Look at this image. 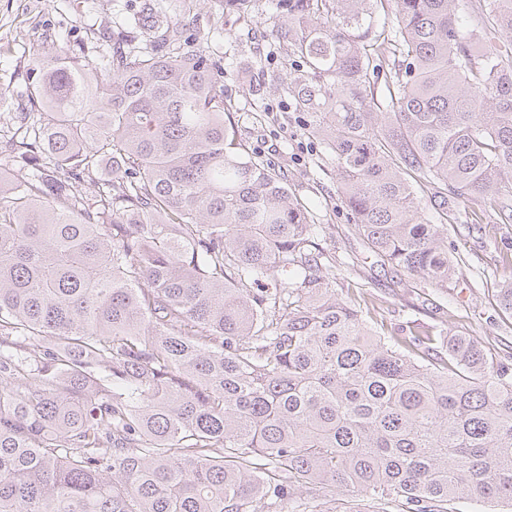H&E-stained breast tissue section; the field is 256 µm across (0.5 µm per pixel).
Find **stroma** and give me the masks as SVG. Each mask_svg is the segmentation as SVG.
<instances>
[{"label": "stroma", "mask_w": 512, "mask_h": 512, "mask_svg": "<svg viewBox=\"0 0 512 512\" xmlns=\"http://www.w3.org/2000/svg\"><path fill=\"white\" fill-rule=\"evenodd\" d=\"M143 0H0V129L26 109L33 61L51 45L79 48L87 61L96 47L124 37L138 45L134 21ZM168 19L180 22L189 45L220 59L224 97L242 147L271 164L313 217L318 241L335 266L340 297L366 302L384 332L420 325L431 335L462 332L495 361L512 365V315L496 300L512 280V222L490 212L448 221V242L461 258L457 276L440 287L380 262L368 249L340 197L330 153L294 111L283 86L288 72L273 43L276 0H254L248 17L224 0H158Z\"/></svg>", "instance_id": "35a3bbf8"}]
</instances>
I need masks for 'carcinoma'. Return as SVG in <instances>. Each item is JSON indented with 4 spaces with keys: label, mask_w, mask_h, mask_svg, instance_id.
<instances>
[{
    "label": "carcinoma",
    "mask_w": 512,
    "mask_h": 512,
    "mask_svg": "<svg viewBox=\"0 0 512 512\" xmlns=\"http://www.w3.org/2000/svg\"><path fill=\"white\" fill-rule=\"evenodd\" d=\"M374 2L278 0L274 37L371 251L443 286L435 220L512 219V0H394L392 31ZM143 26L94 64L44 48L0 141V512L512 504V367L337 297L218 61Z\"/></svg>",
    "instance_id": "carcinoma-1"
}]
</instances>
